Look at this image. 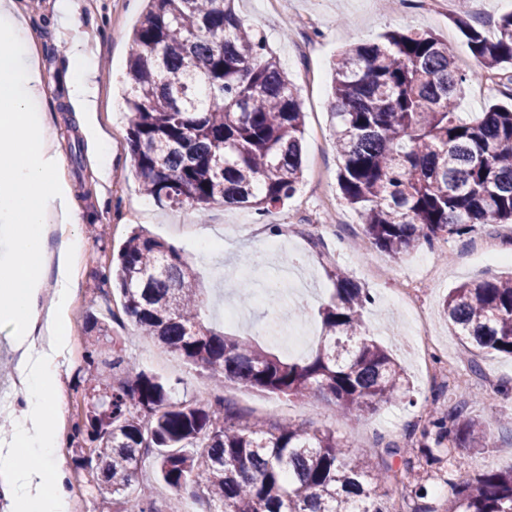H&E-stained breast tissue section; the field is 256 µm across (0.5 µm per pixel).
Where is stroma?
<instances>
[{
    "label": "stroma",
    "mask_w": 512,
    "mask_h": 512,
    "mask_svg": "<svg viewBox=\"0 0 512 512\" xmlns=\"http://www.w3.org/2000/svg\"><path fill=\"white\" fill-rule=\"evenodd\" d=\"M55 4L56 0H18L36 37L51 133L62 154L56 176L69 186V202L84 219L77 227L84 246L72 262L78 287L68 304L67 348L59 378L62 412L55 423L61 435L56 454L68 474L69 512H115L97 496L91 486V471L79 459L82 450L91 445L85 430L86 388L91 375L85 358L87 321L107 309L120 312L119 294L105 293L101 276L133 228L140 225L190 263L208 301L207 322L225 333L253 338L283 357L289 351L276 338L296 328L310 332L307 349L315 351L322 334L319 311L332 295L328 272L343 269L368 288L373 297L364 311L369 334L404 368L410 382L405 396L365 413L353 424L322 395L297 401L241 385L216 387L201 369L140 335L129 323L114 322L112 333L125 365L160 378L169 388L171 400L206 399L220 391L244 416L264 417L273 427L292 422L310 429L330 428L353 453L372 458L389 445L409 448L410 433L419 424L417 415L426 406L438 404L439 415H447L457 397L428 379L414 345L415 325L387 302L388 293L405 278L419 275L421 252L415 249L393 257L366 243L363 226L337 185L339 160L328 105L333 60L357 44L382 41L393 30L433 31L447 42L458 64L468 63L471 52L454 21L460 11L458 0H392L386 9L379 0H236L239 16L264 35L271 54L295 85L305 114V160L299 189L283 206L263 217L248 208L224 205L199 212L187 206L169 208L154 203L150 215L133 212L143 194L128 141L129 115L114 109L113 102L120 96L117 78L129 57L130 34L139 19L141 0H75L87 50L110 67L109 76L96 78L97 121L112 132V174L106 180L97 173L95 146L68 97V61L63 52L68 33ZM74 142L83 146L79 169L69 154ZM313 215L319 222L315 229L308 225ZM274 224L288 228L283 255L306 282L302 293L288 287L279 264L262 259V242ZM431 259L436 273L425 278L419 303L427 311L441 359L457 362L462 372L470 373L474 390L468 398L469 410L488 423L494 445L471 450L461 472L447 461L427 466L416 451L407 460L392 457L395 477L384 487L391 506L402 499L414 504V491L421 485L428 490V502L439 503L443 497L438 489L446 480L477 476L491 466L512 468V391L501 390L502 385L512 384V357L471 353L442 312L450 289L473 280L512 277V224H480L467 234L439 240ZM372 262L390 265L391 279L383 284L371 279L366 267ZM244 280L264 284L247 301L242 300L239 288ZM488 379L499 389L496 398H488L484 392Z\"/></svg>",
    "instance_id": "stroma-1"
}]
</instances>
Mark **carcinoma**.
<instances>
[{"mask_svg":"<svg viewBox=\"0 0 512 512\" xmlns=\"http://www.w3.org/2000/svg\"><path fill=\"white\" fill-rule=\"evenodd\" d=\"M233 2L146 0L126 69L128 140L155 201L200 210L224 203L263 216L298 190L304 112ZM457 23L473 57L469 75L428 31H392L335 67L329 111L339 187L368 242L393 257L478 224L512 223V108L492 105L469 119L456 111L464 85L485 73L512 100V13L491 36ZM331 277L320 343L297 362L208 328L192 267L144 231L125 240L103 282L119 290L124 320L217 384L295 399L321 394L357 421L404 395L409 381L366 333L370 292L338 268ZM443 312L463 342L512 356V279L464 283ZM89 330L87 358L99 374L89 388L91 460L101 498L128 512H160L138 482L148 464L205 512H390L381 485L391 468L352 455L333 431L250 423L218 396L174 402L153 375H118L123 359L115 348L107 354L114 338L105 320L93 318ZM419 444L430 467L441 463L438 447L459 455L492 447L488 427L461 407L429 418ZM444 512H512V469L448 482Z\"/></svg>","mask_w":512,"mask_h":512,"instance_id":"1","label":"carcinoma"}]
</instances>
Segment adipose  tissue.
<instances>
[{"label": "adipose tissue", "instance_id": "ef3b65f1", "mask_svg": "<svg viewBox=\"0 0 512 512\" xmlns=\"http://www.w3.org/2000/svg\"><path fill=\"white\" fill-rule=\"evenodd\" d=\"M35 36L14 0H0V319L10 321L19 356L16 375L24 405L0 436V485L15 512H68L66 474L57 456L60 437L59 364L66 342L67 302L75 288L70 260L83 246L81 215L68 202L56 171L62 156L49 134L40 65L21 44ZM68 94L92 135L102 175L112 170V144L95 120L94 58L80 39L66 51ZM53 224L66 225L53 249L45 240ZM52 290L50 304L41 301Z\"/></svg>", "mask_w": 512, "mask_h": 512}]
</instances>
